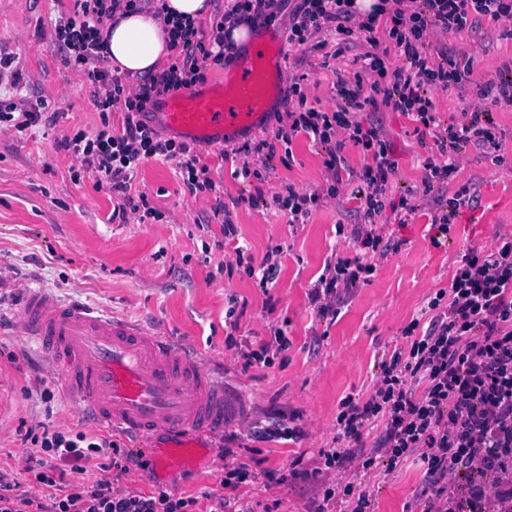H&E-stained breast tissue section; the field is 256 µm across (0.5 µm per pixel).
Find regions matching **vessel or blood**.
<instances>
[{
  "instance_id": "obj_1",
  "label": "vessel or blood",
  "mask_w": 512,
  "mask_h": 512,
  "mask_svg": "<svg viewBox=\"0 0 512 512\" xmlns=\"http://www.w3.org/2000/svg\"><path fill=\"white\" fill-rule=\"evenodd\" d=\"M285 68L282 43L260 38L228 76L168 94L151 118L187 143L224 145L243 131L261 130ZM18 319L57 367L66 397L98 428L167 433L155 452L160 468L195 462L204 436L223 431V382L160 334L124 319L91 317L42 292L26 296Z\"/></svg>"
}]
</instances>
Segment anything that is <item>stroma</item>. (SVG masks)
I'll use <instances>...</instances> for the list:
<instances>
[{
    "mask_svg": "<svg viewBox=\"0 0 512 512\" xmlns=\"http://www.w3.org/2000/svg\"><path fill=\"white\" fill-rule=\"evenodd\" d=\"M74 10L75 0H0V53L14 55L28 75L17 93L0 86V97L45 99L61 113L54 129L36 127L34 137L0 135V469L39 492L33 474L23 470L26 431L37 425L64 432L92 430L66 400L60 379L43 362L35 342L21 336L16 324L26 295L42 291L92 315L123 318L162 333L214 369L240 416L205 437L207 451L195 463L169 471L155 465L154 448L162 437L145 440L113 432L121 448L141 451L144 460L119 478L118 488L146 494L164 488L182 496L218 489L224 475L218 450L228 446L239 449L240 461L258 474L255 484L239 490L253 512H306L302 482L287 476L291 462L297 459L302 468L312 469L318 450L331 446L340 401L350 394L367 397L383 352L401 344L402 329L420 317L430 293L449 288L461 254L491 245L496 232L512 230V109H492L501 162L470 147L459 155L447 191L470 187L479 203L456 217L448 245H431L432 202L417 196L415 213L396 227L398 250L378 264L370 283L353 293L336 318H322L308 303V288L332 255L348 252L336 227L357 223L358 202L344 186L305 224H288L274 193L288 185L304 192L326 185L324 149L305 136L294 137L291 164L268 159L260 179L244 185L232 178L222 148L199 150L211 177L223 184L225 197L244 193L253 198L232 211L234 246L257 258L271 247L284 249L278 283L266 291L243 271L224 272V263L235 255L233 247L223 244L221 221L213 220L206 229L198 226L213 201L190 196L174 164L143 160L131 185V195L146 193L151 205L164 212V219L152 224L112 221L116 200L111 192L97 190L89 179L72 180L71 171L80 162L57 149V139L77 127L92 132L100 125L92 84L65 63L53 34L58 16ZM502 31L500 23L486 20L476 32L431 35L433 45L455 50L472 67L464 87L429 88L441 120L469 109L474 85L495 78L512 60V37ZM315 39L312 46L287 47V58L302 62L287 72L306 74L309 102L331 112L341 103L337 76L360 71L361 56L370 46L361 37L342 44L327 30ZM379 118L398 161L387 189L395 199L400 191L421 186L429 151L418 144L403 114L386 111ZM234 300L244 307L235 330L226 322ZM283 319L289 322L290 347L272 365L243 367L227 349V335L254 347L269 340L270 322ZM316 333L326 339L315 354L310 342ZM46 388L54 394L48 402L41 398ZM281 415L302 427L301 440L250 434V427L271 425ZM421 477L420 466L410 462L380 473L366 487L371 512H404Z\"/></svg>",
    "mask_w": 512,
    "mask_h": 512,
    "instance_id": "1",
    "label": "stroma"
}]
</instances>
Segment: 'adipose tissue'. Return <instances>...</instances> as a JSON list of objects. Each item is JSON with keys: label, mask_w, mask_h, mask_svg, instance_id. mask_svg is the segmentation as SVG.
I'll return each mask as SVG.
<instances>
[{"label": "adipose tissue", "mask_w": 512, "mask_h": 512, "mask_svg": "<svg viewBox=\"0 0 512 512\" xmlns=\"http://www.w3.org/2000/svg\"><path fill=\"white\" fill-rule=\"evenodd\" d=\"M103 38L110 67L131 76L157 72L169 54L163 21L149 6L107 21Z\"/></svg>", "instance_id": "ef3b65f1"}]
</instances>
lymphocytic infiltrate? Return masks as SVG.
Listing matches in <instances>:
<instances>
[{"label":"lymphocytic infiltrate","mask_w":512,"mask_h":512,"mask_svg":"<svg viewBox=\"0 0 512 512\" xmlns=\"http://www.w3.org/2000/svg\"><path fill=\"white\" fill-rule=\"evenodd\" d=\"M117 2L78 0L74 15L59 16L54 23L67 64L83 71L93 86L100 116L96 132L77 128L58 143L81 162L73 181L88 177L96 188L122 196L113 218L123 221L132 214L143 224L160 213L147 194L129 195L130 182L141 160L172 161L190 195H212L213 215L226 212L224 187L211 177L202 157L187 142L162 137L148 114L162 96L205 83L209 65L233 62L240 50L230 38L232 30L258 19L275 21L280 0H233L206 29L173 21L170 63L133 86L104 65L103 22ZM402 2L377 0L362 14L356 0H298L288 19L289 43L305 45L325 29L345 37L363 32L371 50L363 55L360 73L338 81L342 103L336 111L309 105L303 84L292 82L287 90L290 106L276 115L274 141L241 146L246 159L234 170L235 176L247 179L259 174L250 157L263 160L280 151L292 160L290 146L301 134L324 147L325 193L291 187L275 198L289 223L302 224L323 198L338 195L348 169L346 143L360 147L366 162L351 192L359 201V221L336 227L358 254L326 262L307 293L323 318L336 315L356 288L368 284L375 259L386 258L392 250L395 240L379 232L376 216L388 207L399 216L415 211L417 192L411 188L397 203H388L387 184L398 169L394 150L381 124L362 123L357 113L384 108L402 113L413 123L418 141L433 139L436 152L424 160L423 186L429 193L456 172V156L463 147L489 157L499 151V132L485 100L512 107V65L497 83L477 85L479 106L463 112L458 121L441 123L426 92L430 86H462L467 74L454 51L432 49L430 34L471 32L486 18L512 23V0H419L412 10ZM392 52L404 58L403 66L391 67ZM117 105L125 113L119 129L109 118ZM47 106L42 99L21 110L16 102L0 99V130L21 139L37 125H52L56 115ZM477 204V194L466 186L453 197H436L431 245L445 246L460 209ZM427 308L431 317L423 323L412 320L402 331L403 343L380 362L368 397L349 395L340 401L333 447L319 449L313 471L292 470L293 478L307 482L313 512H330L339 501L347 504V512H370L363 479L394 471L409 460L421 464L422 479L406 512H512V233L496 234L491 246L467 249L449 289L438 290ZM30 441L25 469L34 473L42 491L33 494L0 471V512H194L202 499L208 501L209 512H253L236 491L254 483L257 475L247 463L235 462L232 448L220 451L228 460L220 490H206L196 498L164 489L148 495L114 490L108 471L126 474L133 457L106 436L45 431ZM47 451L71 461L80 474L97 462L103 476L89 484L66 481L64 471L44 460Z\"/></svg>","instance_id":"lymphocytic-infiltrate-1"}]
</instances>
